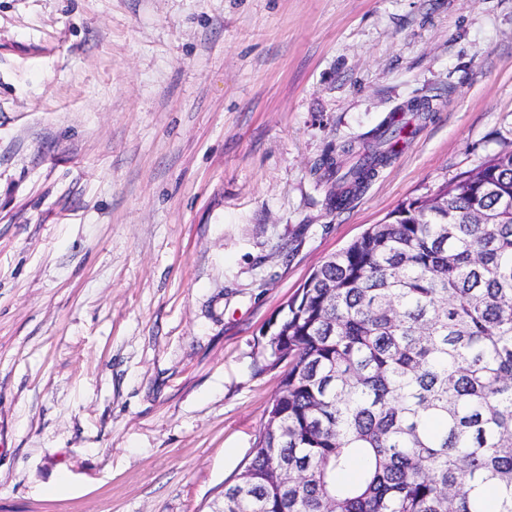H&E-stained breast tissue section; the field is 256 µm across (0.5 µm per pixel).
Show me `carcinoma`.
Listing matches in <instances>:
<instances>
[{"label":"carcinoma","mask_w":512,"mask_h":512,"mask_svg":"<svg viewBox=\"0 0 512 512\" xmlns=\"http://www.w3.org/2000/svg\"><path fill=\"white\" fill-rule=\"evenodd\" d=\"M400 133L314 163L329 209ZM264 350L286 370L224 512H512V149L325 261Z\"/></svg>","instance_id":"1"}]
</instances>
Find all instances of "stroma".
I'll list each match as a JSON object with an SVG mask.
<instances>
[{
	"mask_svg": "<svg viewBox=\"0 0 512 512\" xmlns=\"http://www.w3.org/2000/svg\"><path fill=\"white\" fill-rule=\"evenodd\" d=\"M345 210L312 166L407 101ZM512 147V0H0V512H222L266 333Z\"/></svg>",
	"mask_w": 512,
	"mask_h": 512,
	"instance_id": "1",
	"label": "stroma"
}]
</instances>
